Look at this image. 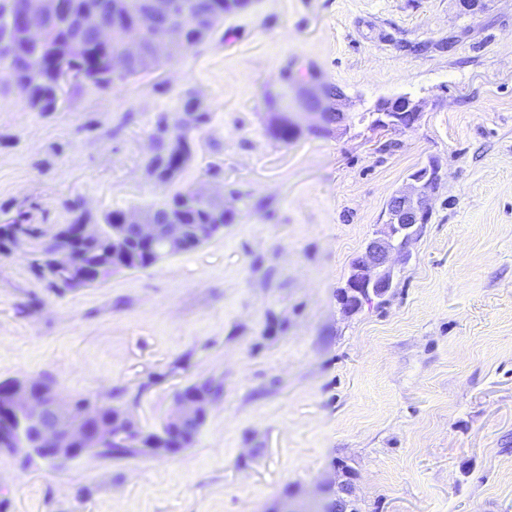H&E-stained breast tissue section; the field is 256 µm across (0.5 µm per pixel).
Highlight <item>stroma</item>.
<instances>
[{"label":"stroma","instance_id":"1","mask_svg":"<svg viewBox=\"0 0 512 512\" xmlns=\"http://www.w3.org/2000/svg\"><path fill=\"white\" fill-rule=\"evenodd\" d=\"M297 72L282 82L284 70ZM346 96L314 132L307 92ZM299 127L271 138L268 93ZM423 104L382 134V97ZM195 97L210 122L184 186L224 172V232L94 288H50L37 233L144 206L158 115ZM431 217L393 255L395 285L357 314L337 292L429 160ZM0 382L48 377L143 427L175 394L219 397L171 456L0 454V512H512V0H249L159 70L28 108L0 85ZM187 387L199 393L200 398L203 401L204 408L201 409V418L198 422L197 428L194 430L193 433H189L187 434V436L184 437L183 448H188L194 443L200 427L206 421L207 415L209 413L213 401L220 394V387L210 380L198 381L192 383Z\"/></svg>","mask_w":512,"mask_h":512}]
</instances>
